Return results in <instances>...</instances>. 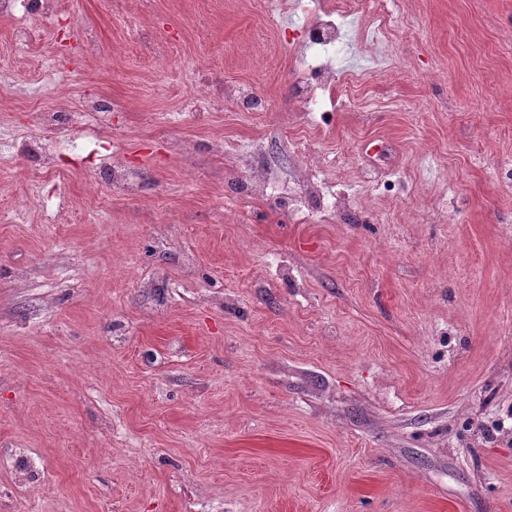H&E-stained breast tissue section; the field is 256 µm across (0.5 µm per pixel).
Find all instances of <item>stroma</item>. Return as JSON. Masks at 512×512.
I'll use <instances>...</instances> for the list:
<instances>
[{
    "label": "stroma",
    "instance_id": "stroma-1",
    "mask_svg": "<svg viewBox=\"0 0 512 512\" xmlns=\"http://www.w3.org/2000/svg\"><path fill=\"white\" fill-rule=\"evenodd\" d=\"M383 2L316 128L269 0L0 16V512H512V0ZM309 157L346 212L242 196ZM224 92L235 101L237 107L243 112H264L266 110V101L258 96L249 85L240 84L231 89H224Z\"/></svg>",
    "mask_w": 512,
    "mask_h": 512
}]
</instances>
